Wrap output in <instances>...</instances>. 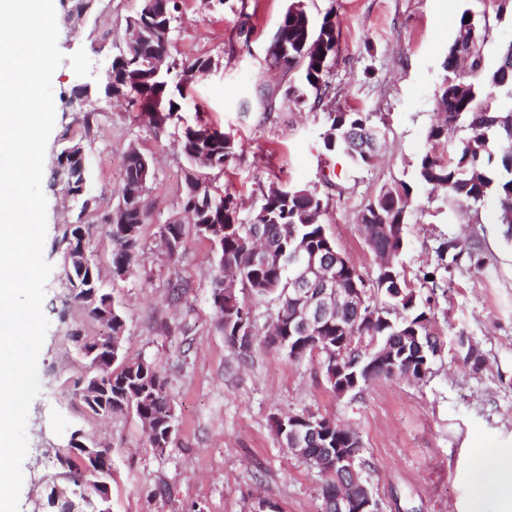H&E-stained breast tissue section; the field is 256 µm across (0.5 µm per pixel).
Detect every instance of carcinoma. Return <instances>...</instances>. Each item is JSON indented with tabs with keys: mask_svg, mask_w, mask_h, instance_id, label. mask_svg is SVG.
Returning a JSON list of instances; mask_svg holds the SVG:
<instances>
[{
	"mask_svg": "<svg viewBox=\"0 0 512 512\" xmlns=\"http://www.w3.org/2000/svg\"><path fill=\"white\" fill-rule=\"evenodd\" d=\"M182 0H167L165 9H153L143 2L139 12L129 19L127 28L138 34L133 45L112 59V72L105 77L112 86V97L126 98L129 104L162 112V119L151 121L154 129H165L173 118L178 102L166 73H157L152 66L156 55H167L166 63L175 69L184 66L204 68L211 58L199 57L186 63L174 54L168 31L180 12ZM471 16L465 21V16ZM281 40L288 53L274 55L272 63L291 72L299 70L301 83L290 84L285 90L297 104L305 105L309 94L320 103L331 90L330 62L336 54L338 30L332 16L323 17L319 27H313L309 16L290 5L278 26ZM459 35L448 47L443 62L444 78L436 97V109L441 120L431 126L427 139L431 149L420 158L417 166L419 183L439 190L448 202L478 211L492 196L498 205L499 223L512 235V43L502 47L498 65L485 67L481 44L486 26L466 10L460 16ZM382 118L373 112H329L323 132L324 146L335 143V149L345 150V139H357L361 151L349 156L355 164L369 165L381 143L373 144L369 132L381 129ZM461 127L466 138L455 150L452 160L438 154L436 146L448 140V128ZM498 140L499 154L489 151V140ZM182 154L193 170H224V165L236 155L238 145L221 131L211 128H183L179 136ZM80 160L63 152L57 155L56 174L66 175L79 169ZM126 180L112 213L104 220L112 222V277L123 279L131 274L142 251L144 217L122 208L128 193L139 194L149 188L155 177L152 159L138 150L127 152ZM199 193L192 198L183 194L180 208L188 213L196 234L207 240L218 255V269L211 281V302L216 311L225 343L240 359L246 360L254 349L255 322L249 299L262 301L270 296L278 301L277 311L265 335L264 344L292 361H301L317 350L323 354L326 380L335 393L341 390L331 381L333 354L356 360L362 345L376 340L398 352L408 350L407 363L398 367L399 374L415 379L425 377L431 358L437 352V339L432 334L435 318V296L439 283L430 280L429 294L422 297L408 287L401 275L398 259L405 241L406 224L413 200V187L398 181L382 189L369 200L359 220L360 236L377 259L373 287L381 301L373 300L362 313L345 308L338 322L342 329L329 326L319 332L329 337L327 344L318 346L288 337L289 318L296 313L298 301L288 298L292 279L289 258L316 249L336 247L326 233L321 216L323 199L315 192L298 195L278 193L270 186L263 194L260 207L249 220L240 218L237 196L201 179ZM159 234L167 253L175 256L181 249L184 225L161 224ZM59 245L64 250L78 252L89 246L84 225L77 221L64 230ZM463 252L461 242L450 240L439 247L438 256L444 269L451 268ZM70 298L88 307L92 288L99 286L96 263L84 268L75 266L66 274ZM126 322L121 313L112 315V338H89L81 329L69 333L71 341H85L91 356L86 358L88 376L81 377L75 386L86 407L96 415L132 411L142 422L158 425L165 432L174 420L173 408L166 398L168 377L156 360L126 361L122 353L111 359L108 341L122 344ZM351 371L356 374L359 392L370 381L388 377L392 371L382 366L359 364ZM81 449L70 445L56 451L55 458L61 474L76 481L81 469ZM46 512H74L75 503L59 500L47 494Z\"/></svg>",
	"mask_w": 512,
	"mask_h": 512,
	"instance_id": "1",
	"label": "carcinoma"
}]
</instances>
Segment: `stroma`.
<instances>
[{
  "mask_svg": "<svg viewBox=\"0 0 512 512\" xmlns=\"http://www.w3.org/2000/svg\"><path fill=\"white\" fill-rule=\"evenodd\" d=\"M291 0H184L173 30L179 57L217 58L213 72L184 85L182 125L230 134L244 151L229 160L214 183L236 192L242 218L258 208L269 185L305 187L324 199L322 222L365 278L375 263L359 233L368 199L397 181L413 186L403 227L399 265L408 283L424 294L425 273L448 290L439 297L434 331L441 347L423 380L379 378L356 394L334 395L321 353L299 362L265 348L263 331L274 303H255V350L241 360L225 341L210 303L216 256L210 243L186 226L183 248L168 256L158 226L178 215L189 164L174 128L155 132L127 101L105 98V70L125 50L126 22L141 0H95L79 20L59 21L64 55L85 50L90 76L62 63L52 78L55 126L46 156L67 140H82L100 198L86 216L100 283L112 293L125 320L123 356L152 358L166 369L175 431L165 451L151 448L132 413L92 414L77 397L75 381L86 362L67 336L72 325L94 336L99 325L67 297L63 250L57 245L78 206L44 171L47 232L43 257L52 267L43 313L49 322L38 357L41 390L27 417L28 452L22 463L18 512H41L46 489L64 485L54 460L73 432L112 452V512H323V476L283 448L272 431L277 414L308 411L352 428L361 444L369 486L383 512H512V479L492 477L494 491L476 499L470 466L474 451H512V238L503 235L495 199L470 221L445 195L418 184L416 165L428 149L427 133L438 116L435 97L443 60L464 10L487 24L481 46L486 67H496L503 44L512 42V14L495 0H304L313 20L340 22L339 52L332 67L334 92L319 105H296L284 93L288 77L271 64L268 48ZM99 109L98 127L85 134L83 116ZM381 113L384 138L373 164L358 166L345 153L323 146L328 113ZM151 157L156 179L142 204L150 215L142 229L144 253L123 280L112 277V241L102 214L115 204L130 147ZM472 243L444 270L442 242ZM176 271L188 284L172 302L166 283ZM483 356L472 371L467 347Z\"/></svg>",
  "mask_w": 512,
  "mask_h": 512,
  "instance_id": "stroma-1",
  "label": "stroma"
}]
</instances>
